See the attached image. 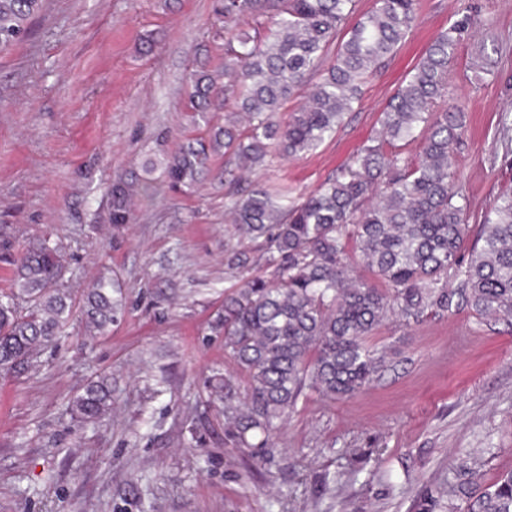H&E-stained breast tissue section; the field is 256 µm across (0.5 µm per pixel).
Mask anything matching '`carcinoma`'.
<instances>
[{
	"instance_id": "obj_1",
	"label": "carcinoma",
	"mask_w": 512,
	"mask_h": 512,
	"mask_svg": "<svg viewBox=\"0 0 512 512\" xmlns=\"http://www.w3.org/2000/svg\"><path fill=\"white\" fill-rule=\"evenodd\" d=\"M45 2L0 0V51L23 40ZM213 10L225 81L203 69L190 73L191 109L202 118L231 108L247 126L227 119L210 144L186 140L165 174L171 186L192 189L212 155L224 152V213L236 237L225 262L247 277L224 292L215 321L238 373L212 379L211 394L224 400L233 446L270 453L274 432L305 390L347 398L378 377L384 359L370 338L389 319L408 327L460 310L479 323L512 319V194L491 203L467 246L469 196L451 162L465 113L435 106L448 93V66L473 26L469 15L438 34L382 111L379 130L347 164L295 199L288 186L247 182L242 171L266 166L274 154H306L333 136L415 26L417 0H375L357 20V0H214ZM263 17L272 26H262ZM318 69L304 108L284 125L275 120ZM500 134L509 156V112ZM110 195L109 222L129 223L130 187L116 183ZM356 252L371 278L353 275ZM64 263L62 250L45 241L17 257L18 291L0 295V371L27 362L71 319L72 300L57 287ZM21 296L35 305L18 310ZM123 307L113 286L99 281L83 299L81 319L103 331ZM111 409L102 379L71 405L82 425ZM453 492L462 502L448 503V512H512V469L490 483L470 469Z\"/></svg>"
}]
</instances>
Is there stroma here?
Segmentation results:
<instances>
[{"instance_id": "35a3bbf8", "label": "stroma", "mask_w": 512, "mask_h": 512, "mask_svg": "<svg viewBox=\"0 0 512 512\" xmlns=\"http://www.w3.org/2000/svg\"><path fill=\"white\" fill-rule=\"evenodd\" d=\"M476 22L450 65L447 101L467 114L453 156L470 236L512 192L499 120L512 108V0H420L418 20L335 135L252 179L318 190L379 127L383 108L436 35ZM213 0H50L27 38L0 52V243L62 247V288L81 303L105 278L125 309L89 331L74 319L0 376V512H448L453 474L512 469V322L461 311L380 327V377L354 396L309 390L270 458L224 439L213 376L235 372L211 325L228 272L223 157L197 188L168 187L180 141L209 140L220 112L193 118L186 73L224 65ZM150 183L130 223L109 224L111 183ZM103 378L112 411L81 426L72 400Z\"/></svg>"}]
</instances>
